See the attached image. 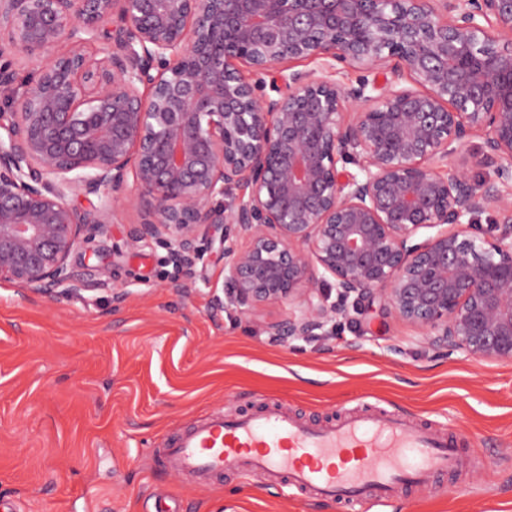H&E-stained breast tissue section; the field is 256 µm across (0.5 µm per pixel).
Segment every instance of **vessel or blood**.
Wrapping results in <instances>:
<instances>
[{
  "instance_id": "obj_1",
  "label": "vessel or blood",
  "mask_w": 512,
  "mask_h": 512,
  "mask_svg": "<svg viewBox=\"0 0 512 512\" xmlns=\"http://www.w3.org/2000/svg\"><path fill=\"white\" fill-rule=\"evenodd\" d=\"M471 444L466 435H435L383 408L317 429L268 407L238 418L208 417L169 445L168 458L191 474L263 472L301 496L371 504L456 469L460 449Z\"/></svg>"
}]
</instances>
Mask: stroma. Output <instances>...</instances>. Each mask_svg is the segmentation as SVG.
Here are the masks:
<instances>
[{
  "mask_svg": "<svg viewBox=\"0 0 512 512\" xmlns=\"http://www.w3.org/2000/svg\"><path fill=\"white\" fill-rule=\"evenodd\" d=\"M141 220L119 208L75 249L76 273L107 286L70 299L0 283V512H155L167 496L178 512H345L260 473L202 480L170 468L167 441L267 403L313 426L376 404L478 436L459 472L366 512H512V360L435 352L379 302L341 340L272 339L268 325L297 303L213 313L221 263L179 291L165 243L129 246Z\"/></svg>",
  "mask_w": 512,
  "mask_h": 512,
  "instance_id": "obj_1",
  "label": "stroma"
}]
</instances>
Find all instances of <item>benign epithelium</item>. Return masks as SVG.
<instances>
[{"label": "benign epithelium", "mask_w": 512, "mask_h": 512, "mask_svg": "<svg viewBox=\"0 0 512 512\" xmlns=\"http://www.w3.org/2000/svg\"><path fill=\"white\" fill-rule=\"evenodd\" d=\"M6 45L30 72L19 94L0 64V282L80 295L70 256L125 201L132 246L166 241L189 279L223 262L216 314L297 302L285 341L378 298L439 353L512 359V0H0Z\"/></svg>", "instance_id": "obj_1"}]
</instances>
